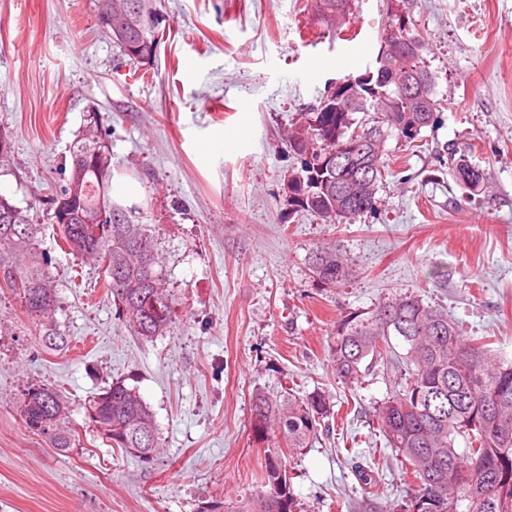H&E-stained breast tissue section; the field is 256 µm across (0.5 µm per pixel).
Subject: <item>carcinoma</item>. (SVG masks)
Returning <instances> with one entry per match:
<instances>
[{
    "mask_svg": "<svg viewBox=\"0 0 512 512\" xmlns=\"http://www.w3.org/2000/svg\"><path fill=\"white\" fill-rule=\"evenodd\" d=\"M390 41L406 34L425 46L413 17L386 0ZM112 12V23L124 25L112 42L129 62L142 64L156 55L162 22L158 0H100L99 13ZM355 0H313L312 14L327 36L340 35L350 23ZM376 70L346 76L352 83L333 91L299 113L285 134L300 169L283 179L291 205L313 213L324 224L350 223L377 209V193L385 180L381 161L384 143L394 136L407 143L436 123L440 102L435 78L422 53L377 61ZM425 79L427 104L404 94L414 76ZM357 112L367 115L358 121ZM98 116L89 114L88 133L75 142L69 183L52 192L49 220L58 226L70 254L104 268V288L119 315L143 340L164 333L173 323L175 305L166 288L153 235L135 224L112 195V155L94 133ZM340 154L347 165L337 169L329 156ZM457 179L475 188L485 174L461 155L452 165ZM359 184V200L350 208L336 193L340 185ZM112 212V221L101 219ZM39 225L26 211L0 195V288L6 287L24 305L39 327L45 346L67 344L57 313L56 286L45 269L36 242ZM315 280L330 288L352 275L348 260L334 247L311 252ZM336 377L348 387L362 384L366 373L382 363L400 373V383L375 409L379 432L396 459L409 470L415 485L396 505V512H512V361L495 357L484 341L463 338L448 311L426 304L413 294L392 298L367 312L348 315L336 327L331 346ZM252 433L265 443L261 490L241 506L226 510L216 504L207 512H297L292 477L285 454L313 447L329 430L325 419L333 404L322 392L297 396L290 389H257L251 397ZM86 415L113 449L151 462L159 453V432L150 408L134 387L112 383L84 403ZM68 404L55 389L31 384L25 389L20 416L24 427L67 450L74 438L67 426ZM465 448H455L457 438ZM362 484L359 512H390L380 502L378 468L355 466Z\"/></svg>",
    "mask_w": 512,
    "mask_h": 512,
    "instance_id": "cac0c4a2",
    "label": "carcinoma"
}]
</instances>
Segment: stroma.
<instances>
[{
	"label": "stroma",
	"mask_w": 512,
	"mask_h": 512,
	"mask_svg": "<svg viewBox=\"0 0 512 512\" xmlns=\"http://www.w3.org/2000/svg\"><path fill=\"white\" fill-rule=\"evenodd\" d=\"M303 3L161 0L164 36L141 76L98 26V0H0V130L12 141L0 193L42 226L68 340L47 349L0 288V512H203L248 500L264 464L251 432L258 388L329 396V434L287 468L299 512H355L354 466L387 453L375 410L397 377L378 366L343 387L331 360L341 319L412 293L512 360V0H400L444 107L418 147L386 140L377 212L335 225L289 204L282 179L299 161L282 138L336 81L375 68L386 2L356 0L333 42ZM93 111L114 175L143 188L126 214L149 225L175 299L173 324L150 341L119 319L102 268L64 252L47 221L44 197L68 183L69 148ZM220 132L199 165L201 141ZM449 147L469 148L483 187L442 166ZM320 246L349 258L344 283L314 280L308 257ZM116 380L155 416L152 462L114 451L85 416L84 401ZM31 383L67 397L68 451L23 426Z\"/></svg>",
	"instance_id": "obj_1"
}]
</instances>
